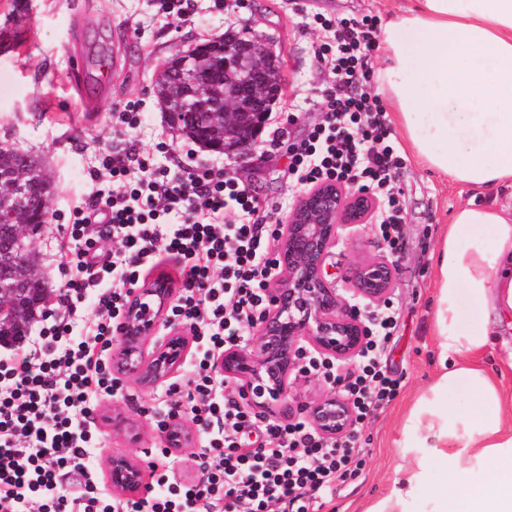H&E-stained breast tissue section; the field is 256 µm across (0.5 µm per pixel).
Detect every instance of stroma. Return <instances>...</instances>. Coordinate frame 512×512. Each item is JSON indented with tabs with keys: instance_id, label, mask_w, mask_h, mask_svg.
<instances>
[{
	"instance_id": "obj_1",
	"label": "stroma",
	"mask_w": 512,
	"mask_h": 512,
	"mask_svg": "<svg viewBox=\"0 0 512 512\" xmlns=\"http://www.w3.org/2000/svg\"><path fill=\"white\" fill-rule=\"evenodd\" d=\"M287 0H188L186 16L162 14L157 0H0V141L39 155L54 181L50 222L36 240L39 266L49 288L66 272L58 242L73 206L97 190L109 188L106 175L92 177L99 155L112 141V114L137 105L138 123L128 136L136 151L151 153L156 165L172 166L189 157L191 165L229 166L240 185L260 201L275 205L295 201L300 189L288 180L287 144L301 139L320 114L312 106L323 76L311 58L315 31L304 17L320 13L332 19L374 15L388 17L405 0H301V12ZM246 31L269 44L280 60L281 90L271 116L258 135L259 145L246 162L205 150L176 133L153 93L161 62L195 44ZM109 51L108 79L94 81L99 51ZM279 138L271 146V138ZM407 237L396 260L399 271L390 302L400 312V325L386 352L388 371L400 381L394 399L364 425V450L357 469L339 481L319 512H362L383 496L399 451L393 446L396 422L438 370L432 332L434 299L431 255L452 211L470 199V191L444 183L435 173L404 157L398 174ZM373 228L346 229L326 260L328 279L344 288L353 261L380 254ZM165 385L140 388L123 383L117 397L104 401L98 426L101 435L88 467L105 477L106 460L131 453L146 466L145 481L159 477L182 480L192 471L189 449L160 456L163 436L154 406L166 397ZM132 425L133 434L112 428L113 414Z\"/></svg>"
}]
</instances>
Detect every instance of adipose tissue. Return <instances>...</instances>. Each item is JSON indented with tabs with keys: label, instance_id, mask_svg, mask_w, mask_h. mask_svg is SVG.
<instances>
[{
	"label": "adipose tissue",
	"instance_id": "adipose-tissue-1",
	"mask_svg": "<svg viewBox=\"0 0 512 512\" xmlns=\"http://www.w3.org/2000/svg\"><path fill=\"white\" fill-rule=\"evenodd\" d=\"M379 92L412 155L483 195L459 205L434 254L439 369L402 418L387 492L365 512H512V0H408L381 32ZM442 468L443 485L431 472Z\"/></svg>",
	"mask_w": 512,
	"mask_h": 512
}]
</instances>
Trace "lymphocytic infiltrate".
Wrapping results in <instances>:
<instances>
[{
	"mask_svg": "<svg viewBox=\"0 0 512 512\" xmlns=\"http://www.w3.org/2000/svg\"><path fill=\"white\" fill-rule=\"evenodd\" d=\"M378 24L370 15L309 21L319 33L312 58L327 73L317 100L323 118L288 146V173L305 189L337 183L369 191L378 202L376 235L395 255L406 234L397 180L403 158L370 90ZM114 118L119 138L101 159L112 188L71 210L60 244L68 274L56 289L57 305L42 313L39 334L22 353L0 357V512H316L318 499L359 466L358 433L399 386L383 365L397 308L369 311L370 336L353 370L305 358L303 372L341 383L351 410L347 434L326 438L308 422L240 405L217 361L247 345L269 308L268 289L281 273L282 211L225 168L155 166L150 154L120 140L134 129L136 112ZM106 241L112 248L105 252ZM165 263L180 282L167 317L189 329L194 363L185 381L169 384L158 425L189 418L206 444L193 452L185 483L120 499L86 459L98 439V407L120 388L111 352L130 293Z\"/></svg>",
	"mask_w": 512,
	"mask_h": 512,
	"instance_id": "obj_1",
	"label": "lymphocytic infiltrate"
}]
</instances>
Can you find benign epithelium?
I'll return each mask as SVG.
<instances>
[{"mask_svg": "<svg viewBox=\"0 0 512 512\" xmlns=\"http://www.w3.org/2000/svg\"><path fill=\"white\" fill-rule=\"evenodd\" d=\"M211 44L224 53V81L231 91L224 94V126L207 131L206 147L246 158L257 142L232 143L233 130L242 126L255 104L267 116L266 77L275 55L265 44L240 37L222 38ZM202 46L180 52L159 69L163 84L158 101L163 111L195 125L210 110L211 70L199 65ZM28 182L0 183V218L15 226L23 242L29 225L18 216L14 201L27 196ZM377 209L367 191L341 184H323L302 193L288 212L277 243L282 274L268 290V312L253 327L252 344L230 349L218 359V367L233 380L240 398L250 407L268 408L289 397L292 376L301 372L303 356L310 350L346 363L364 346L369 331L362 308L384 303L397 273L395 260L382 253L356 262L345 281L351 285L345 296L324 275V261L336 246L339 230L369 223ZM173 290L147 280L130 295L119 326V344L112 356L116 374L140 387L166 381L182 364L189 349L183 328L164 319ZM31 311L14 300L13 289L0 287V320L29 327ZM351 411L338 387L322 393L305 406V419L326 437L345 433ZM188 426L174 424L164 432V443L183 448L193 442ZM143 461L116 454L108 463L112 493L135 497L144 487Z\"/></svg>", "mask_w": 512, "mask_h": 512, "instance_id": "1", "label": "benign epithelium"}]
</instances>
